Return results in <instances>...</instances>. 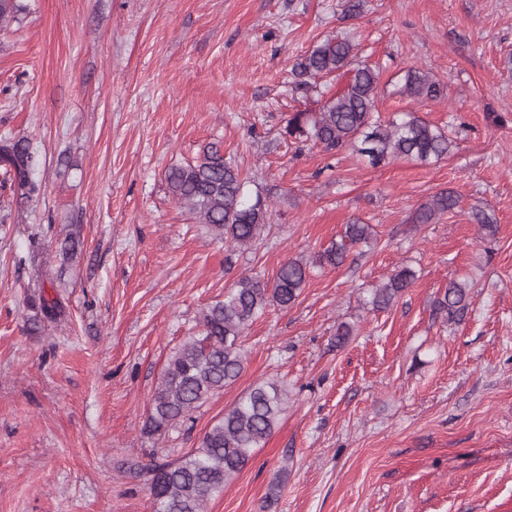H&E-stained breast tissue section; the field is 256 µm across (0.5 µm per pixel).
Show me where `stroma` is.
I'll return each mask as SVG.
<instances>
[{"mask_svg": "<svg viewBox=\"0 0 512 512\" xmlns=\"http://www.w3.org/2000/svg\"><path fill=\"white\" fill-rule=\"evenodd\" d=\"M0 25V137L28 138L38 196L0 181V512H154L128 462L197 448L256 384L288 405L206 512H512V0H16ZM349 35L379 70L382 115L453 126L431 162L374 167L352 149L296 151L289 113L317 111L291 68ZM447 87L399 94L408 68ZM272 201L259 241L229 251L165 174L211 143ZM462 209L413 210L442 189ZM492 213L495 237L468 218ZM377 239L313 269L291 308L245 332L240 378L162 437L143 431L171 352L240 276L273 278L353 220ZM79 241L62 260L61 241ZM416 278L368 307L396 268ZM472 285L460 322L435 315ZM59 299V322L37 320ZM355 334L336 347L341 322ZM461 197L453 189H442L430 195L410 217L414 224H434L447 213L461 209ZM471 285L465 280H451L448 288L436 297L434 311L444 316L448 322L460 320L469 306Z\"/></svg>", "mask_w": 512, "mask_h": 512, "instance_id": "35a3bbf8", "label": "stroma"}]
</instances>
